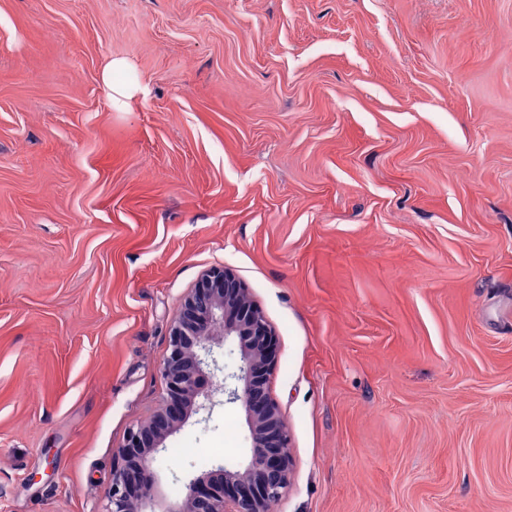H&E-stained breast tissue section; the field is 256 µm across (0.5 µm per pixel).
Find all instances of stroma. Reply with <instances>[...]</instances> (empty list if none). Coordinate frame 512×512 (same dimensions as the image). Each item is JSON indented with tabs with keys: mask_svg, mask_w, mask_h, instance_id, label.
<instances>
[{
	"mask_svg": "<svg viewBox=\"0 0 512 512\" xmlns=\"http://www.w3.org/2000/svg\"><path fill=\"white\" fill-rule=\"evenodd\" d=\"M221 266L275 331L273 512H512V0H0V512H103ZM250 446L189 414L156 512ZM130 67L125 59H111L107 62L101 72V82L107 91L112 111L123 112L137 93H145V88L139 82H127L118 84L114 82V73L121 70H127Z\"/></svg>",
	"mask_w": 512,
	"mask_h": 512,
	"instance_id": "stroma-1",
	"label": "stroma"
}]
</instances>
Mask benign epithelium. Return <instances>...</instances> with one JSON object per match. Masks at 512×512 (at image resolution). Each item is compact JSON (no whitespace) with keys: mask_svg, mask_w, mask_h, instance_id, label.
Segmentation results:
<instances>
[{"mask_svg":"<svg viewBox=\"0 0 512 512\" xmlns=\"http://www.w3.org/2000/svg\"><path fill=\"white\" fill-rule=\"evenodd\" d=\"M210 336L237 340L240 365L230 378L238 386L220 391L206 387L209 367L216 363L213 349L204 343ZM273 339L263 312L230 269L212 268L201 277L169 330L163 368L167 395L148 421L129 430L127 443L117 452L105 512H147L155 454L188 413L206 408L218 392L228 395L229 403H241L247 413L249 460L241 469L221 467L191 480L188 498L165 512H267L266 505L280 499L291 483L292 463L288 432L268 391L275 368Z\"/></svg>","mask_w":512,"mask_h":512,"instance_id":"obj_1","label":"benign epithelium"}]
</instances>
